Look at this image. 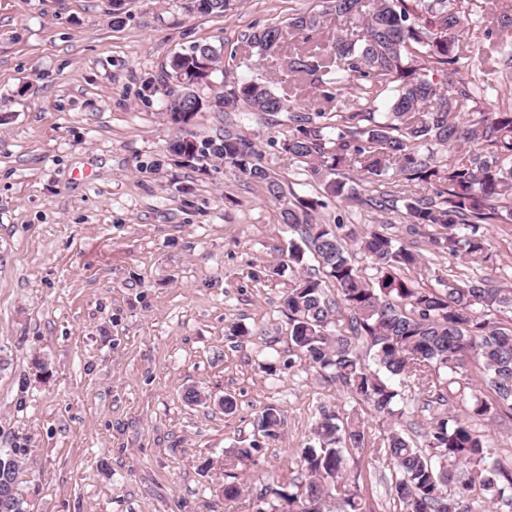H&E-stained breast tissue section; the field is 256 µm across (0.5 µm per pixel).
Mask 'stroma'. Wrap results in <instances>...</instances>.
Segmentation results:
<instances>
[{
	"instance_id": "stroma-1",
	"label": "stroma",
	"mask_w": 512,
	"mask_h": 512,
	"mask_svg": "<svg viewBox=\"0 0 512 512\" xmlns=\"http://www.w3.org/2000/svg\"><path fill=\"white\" fill-rule=\"evenodd\" d=\"M186 3L126 0L117 20L112 0H0V448L27 450L17 482L30 512H255L272 474L304 477L321 408L356 407L366 445L347 458L349 489L366 512H395L378 416L292 349L282 305L296 235L278 204L232 167L175 161L177 129L145 90L196 44L226 68L205 98L274 78L278 61L240 55L245 35L318 0H241L226 15ZM459 65L487 87L486 108L512 95L495 45ZM227 124L284 189L322 196L283 149L285 114L210 107L193 129ZM328 211L421 252L408 276L422 287L469 272L408 234L400 213L358 201ZM270 406L282 418L272 437L257 426ZM237 448L251 457L227 464ZM232 477L243 493L228 501Z\"/></svg>"
}]
</instances>
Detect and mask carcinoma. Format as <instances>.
<instances>
[{"label":"carcinoma","mask_w":512,"mask_h":512,"mask_svg":"<svg viewBox=\"0 0 512 512\" xmlns=\"http://www.w3.org/2000/svg\"><path fill=\"white\" fill-rule=\"evenodd\" d=\"M240 0H189L187 8L223 14ZM323 12L299 13L288 27L301 41L285 47L282 29L267 26L247 36L246 47L261 57L283 53L279 69L296 85L277 92L265 78L235 83L216 104L242 103L257 115L288 113L284 150L302 164L307 177L329 197L357 200V178L403 202L409 230L429 237L432 248L453 259L483 266L491 243L481 228L512 224V98L483 109L487 88L473 73L455 68L464 49L492 36V28L448 0H323ZM349 23L331 44L314 39L326 15ZM221 52L197 44L169 61L170 82L163 96L170 120L181 121L168 151L187 165L233 167L260 184L280 205L282 223L294 229L288 262L294 279L284 301L288 335L299 357L349 390L359 404L379 416L382 452L390 465V497L399 512H509L512 472L488 449L477 421H493L512 411V284L490 277L452 279L440 288H419L400 275L425 261L418 251L369 224L360 233H339L343 225L319 222L327 204L286 193L260 163L253 143L227 125L214 136L189 129L179 112L210 106L179 76L209 84L222 68ZM336 108L292 102L301 86ZM357 96L343 102L348 89ZM384 105L387 111H377ZM452 147L456 159H437ZM362 253L365 274L348 243ZM316 265L309 266V261ZM336 298L325 292V281ZM372 355L374 365L364 363ZM478 370L471 382L468 364ZM409 378L418 388L414 412L427 414L418 442L404 432L406 398L393 379ZM281 416L268 407L259 418L266 435ZM314 443L303 448L306 479L277 475L275 494L288 512H321L325 496L340 491L346 454L365 447L360 413L322 410L313 427ZM25 448L0 451V512H29L16 488Z\"/></svg>","instance_id":"1"}]
</instances>
